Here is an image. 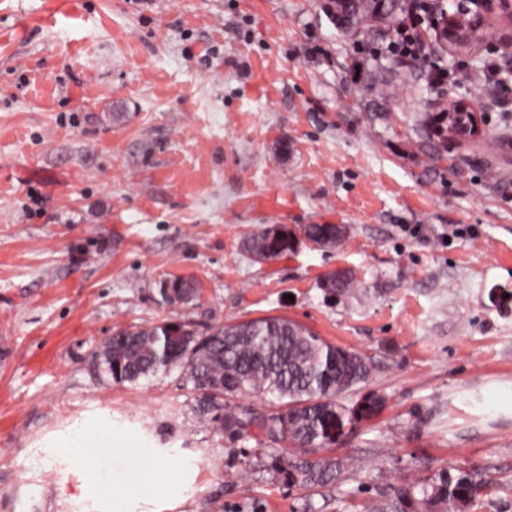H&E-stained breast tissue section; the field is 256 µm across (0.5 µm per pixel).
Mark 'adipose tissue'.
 <instances>
[{"mask_svg":"<svg viewBox=\"0 0 512 512\" xmlns=\"http://www.w3.org/2000/svg\"><path fill=\"white\" fill-rule=\"evenodd\" d=\"M107 443L117 455L128 461L126 471L118 475L107 490L112 512H137L140 504L152 502L160 487L174 482L178 477V462L156 464L154 452L146 444L133 445L115 436L108 437Z\"/></svg>","mask_w":512,"mask_h":512,"instance_id":"ef3b65f1","label":"adipose tissue"}]
</instances>
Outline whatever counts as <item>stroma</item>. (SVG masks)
I'll return each mask as SVG.
<instances>
[{
	"label": "stroma",
	"instance_id": "obj_1",
	"mask_svg": "<svg viewBox=\"0 0 512 512\" xmlns=\"http://www.w3.org/2000/svg\"><path fill=\"white\" fill-rule=\"evenodd\" d=\"M324 4L0 0V512H105L57 447L80 426L183 464L144 512H302L267 445L197 417L181 368L116 384L95 357L132 325L266 316L367 359L346 406L387 399L332 445L346 467L321 512L442 467L491 484L463 512H512V101L465 79L512 57L504 30L485 13L472 54L431 57L451 89L400 66L376 112L369 52ZM445 98L484 134L435 161L420 127ZM265 224L347 237L257 263L242 241ZM337 268L372 298L327 301ZM176 277L191 303L161 294ZM459 109L465 112H470V123L460 125L457 129V137L459 138H474L483 134L484 130L478 119V110L476 106L465 99H459ZM299 233L304 239L323 248L340 247L345 241L344 234L336 230V224H305Z\"/></svg>",
	"mask_w": 512,
	"mask_h": 512
}]
</instances>
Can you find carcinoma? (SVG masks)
<instances>
[{
	"label": "carcinoma",
	"instance_id": "1",
	"mask_svg": "<svg viewBox=\"0 0 512 512\" xmlns=\"http://www.w3.org/2000/svg\"><path fill=\"white\" fill-rule=\"evenodd\" d=\"M408 9V0H327L326 11L352 37L384 41L390 25ZM448 24V12L437 9L434 39L441 51L469 55L486 38L482 27L467 29L463 39L448 46L439 33ZM357 82L384 98L390 67L371 56ZM443 105L428 118L429 142L435 159L448 151V125L441 115L452 110ZM323 248L344 243L334 224H305L295 232L282 224H269L243 240L242 246L256 262L288 255L299 238ZM183 302L192 301L196 285L184 278L170 281ZM321 289L329 298L369 295L353 272L324 277ZM106 373L118 384L137 383L175 365L186 369L195 393L197 416L236 442L249 437L247 428L260 423L262 438L276 449L267 467L288 482L316 492L334 486L345 467L343 460L328 454L325 440L328 420L341 414L348 421L378 415L385 399L370 393L354 407L341 396L368 380L371 367L360 354L332 344L309 328L281 317H263L197 331L188 322L163 321L112 334L107 356L100 359ZM246 396L272 397L279 410L260 411L240 402ZM487 482L466 473L452 477L439 470L429 481L388 487L377 497L344 502L343 512H459L460 506L485 495Z\"/></svg>",
	"mask_w": 512,
	"mask_h": 512
}]
</instances>
